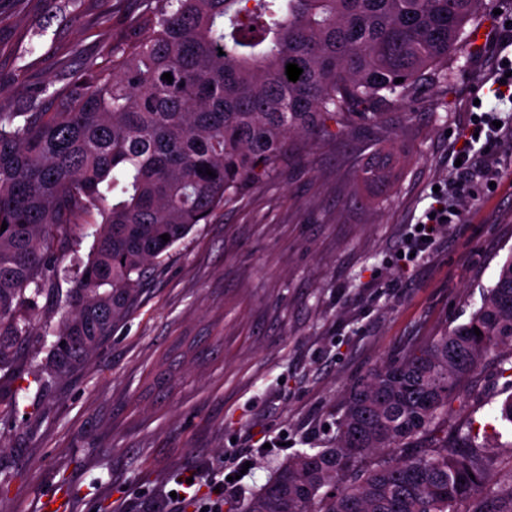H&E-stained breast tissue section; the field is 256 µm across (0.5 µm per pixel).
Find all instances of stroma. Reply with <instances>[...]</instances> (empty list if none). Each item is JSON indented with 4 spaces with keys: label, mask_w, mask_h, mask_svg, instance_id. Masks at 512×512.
I'll use <instances>...</instances> for the list:
<instances>
[{
    "label": "stroma",
    "mask_w": 512,
    "mask_h": 512,
    "mask_svg": "<svg viewBox=\"0 0 512 512\" xmlns=\"http://www.w3.org/2000/svg\"><path fill=\"white\" fill-rule=\"evenodd\" d=\"M143 5L121 0L98 27L101 0H0V110L25 103L62 60L101 58ZM510 56L495 41L459 44L447 79L421 77L414 109L314 135L175 243L101 349L0 424V512H47L58 498L65 512H167L185 470L236 476L223 512H239L288 456L332 442L349 387L467 320L512 254V102L487 83ZM484 112L504 130L461 202L468 221L401 259L411 225L447 199L455 152ZM388 132L404 151L401 177L363 188ZM507 381L490 356L448 408L449 428H486L501 469L512 467L496 438ZM270 437L277 447L263 448Z\"/></svg>",
    "instance_id": "35a3bbf8"
}]
</instances>
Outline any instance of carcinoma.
I'll use <instances>...</instances> for the list:
<instances>
[{
	"label": "carcinoma",
	"instance_id": "cac0c4a2",
	"mask_svg": "<svg viewBox=\"0 0 512 512\" xmlns=\"http://www.w3.org/2000/svg\"><path fill=\"white\" fill-rule=\"evenodd\" d=\"M482 5L147 0L102 61L66 66L23 111H0V415L96 352L151 267L276 171L290 139L413 103ZM288 63L303 69L294 83ZM400 170L384 149L362 180L394 183ZM82 224L95 226L88 260L62 269L56 255ZM62 278L68 316L32 364L19 349L36 333L26 313ZM500 347L512 352V256L466 321L357 381L334 442L289 457L241 512H512V469L492 477L479 434L448 436V406Z\"/></svg>",
	"mask_w": 512,
	"mask_h": 512
}]
</instances>
